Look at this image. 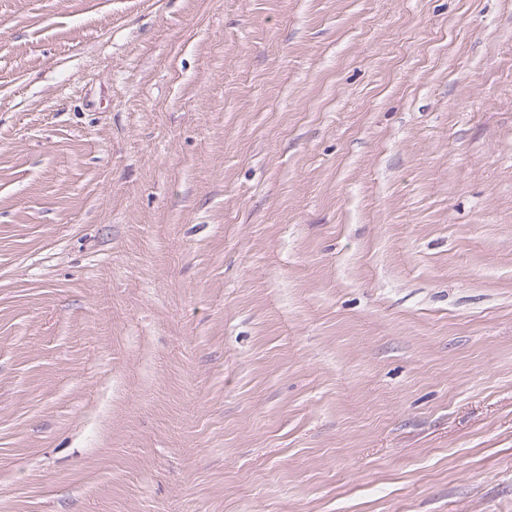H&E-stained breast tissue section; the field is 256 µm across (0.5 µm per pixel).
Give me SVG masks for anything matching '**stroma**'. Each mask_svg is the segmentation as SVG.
Segmentation results:
<instances>
[{
  "label": "stroma",
  "mask_w": 512,
  "mask_h": 512,
  "mask_svg": "<svg viewBox=\"0 0 512 512\" xmlns=\"http://www.w3.org/2000/svg\"><path fill=\"white\" fill-rule=\"evenodd\" d=\"M0 512H512V0H0Z\"/></svg>",
  "instance_id": "stroma-1"
}]
</instances>
